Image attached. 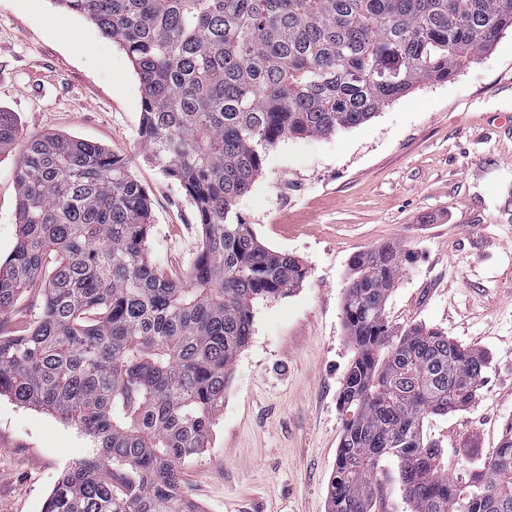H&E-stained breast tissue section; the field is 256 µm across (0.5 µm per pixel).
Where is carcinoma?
<instances>
[{
	"label": "carcinoma",
	"mask_w": 512,
	"mask_h": 512,
	"mask_svg": "<svg viewBox=\"0 0 512 512\" xmlns=\"http://www.w3.org/2000/svg\"><path fill=\"white\" fill-rule=\"evenodd\" d=\"M130 58L144 162L178 182L203 229L185 275L148 260L150 204L128 161L57 133L24 138L20 234L0 269V319L40 292L36 325L0 332V396L76 425L96 452L64 471L43 512H203L180 465L206 447L253 303L308 274L233 210L267 150L354 128L415 86L454 76L512 29V0H54ZM395 244L360 253L343 304L354 356L327 512H377L392 460L409 512H512V423L466 479L423 423L471 405L485 358L423 326L393 332Z\"/></svg>",
	"instance_id": "obj_1"
}]
</instances>
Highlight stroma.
<instances>
[{
  "label": "stroma",
  "instance_id": "obj_1",
  "mask_svg": "<svg viewBox=\"0 0 512 512\" xmlns=\"http://www.w3.org/2000/svg\"><path fill=\"white\" fill-rule=\"evenodd\" d=\"M141 98L127 54L87 17L54 0H0V112L24 135L56 132L126 157L151 200L148 257L182 275L203 231L184 189L142 159ZM16 158L0 154V264L18 234ZM235 210L309 273L255 302L224 411L182 464L204 512H326L354 355L343 320L351 261L386 243L402 251L389 325L436 329L486 359L474 403L428 416L425 435L458 478L495 451L512 421L511 30L357 127L282 138ZM92 451L74 424L0 396V512H42L58 475Z\"/></svg>",
  "mask_w": 512,
  "mask_h": 512
}]
</instances>
